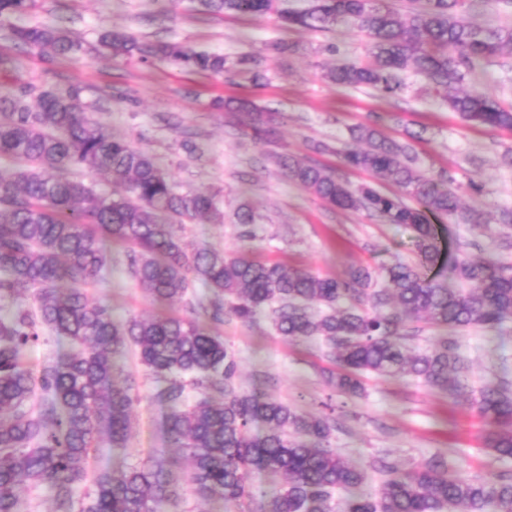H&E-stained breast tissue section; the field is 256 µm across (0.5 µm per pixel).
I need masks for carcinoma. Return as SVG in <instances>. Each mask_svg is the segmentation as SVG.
<instances>
[{
  "mask_svg": "<svg viewBox=\"0 0 512 512\" xmlns=\"http://www.w3.org/2000/svg\"><path fill=\"white\" fill-rule=\"evenodd\" d=\"M206 10L260 17L278 11L286 29L330 31L351 25L368 38L370 61L338 64L334 84L401 90V73L421 75L432 92L474 125L512 128V109L472 91L448 97V88L475 67L512 50V25L477 23L470 0H417L406 15L392 0H308L302 9H277V0H199ZM36 0H0V20L30 13ZM12 38L41 56L82 51L66 31L12 27ZM113 57L165 60L198 73L234 72L260 78L257 61L235 60L168 41H143L124 30L98 40ZM244 114L262 140L274 121L246 100L224 101ZM362 149L342 152L344 163L371 171L396 191L354 188L331 169L280 155L290 181L328 204L363 210L385 224L409 229L418 260L380 267V279L352 268L343 279L325 278L186 242V223L223 220L208 191L181 193L156 158L116 138L84 112L76 89L30 85L0 95V156L16 167L0 170V301L14 311L0 318V512H18L24 492L47 486L55 512H177L188 492L219 498L237 512H512V476L493 483L468 480L437 457L423 467L383 463L378 494L359 491L367 479L358 464L330 446L331 425L285 403L235 386L238 363L221 337L196 319L161 315L117 321L112 305L88 298L84 286L104 279L107 251L124 250L138 285L156 303L180 302L199 283L210 292L214 315L249 323L262 312L290 339H321L338 367L327 382L347 397L361 394V377L411 378L450 395L467 389V365L458 333L477 327L497 333L512 320V264L495 254L473 255L457 244L442 268V223L512 227V209L486 218L460 207L454 181L417 166L412 146L384 136L376 125L351 130ZM84 169L123 186L100 193L69 172ZM241 238H254L253 209L237 214ZM318 308H313V305ZM438 331L414 346L411 323ZM68 338L73 348L35 376L24 365L43 332ZM134 348L139 362L162 382L155 398L168 406L170 447L187 462L179 472L146 461L101 470L79 502L74 489L88 478L91 452L104 441L124 448L139 395L118 381L114 358ZM491 431L487 447L512 458V383L489 381L471 397ZM266 431L252 434L255 423ZM262 471L271 489L255 498L252 475Z\"/></svg>",
  "mask_w": 512,
  "mask_h": 512,
  "instance_id": "cac0c4a2",
  "label": "carcinoma"
}]
</instances>
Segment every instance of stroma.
<instances>
[{
	"label": "stroma",
	"mask_w": 512,
	"mask_h": 512,
	"mask_svg": "<svg viewBox=\"0 0 512 512\" xmlns=\"http://www.w3.org/2000/svg\"><path fill=\"white\" fill-rule=\"evenodd\" d=\"M13 25L65 29L86 50L46 60L11 39ZM112 28L146 41H179L224 56H254L263 77L252 82L96 55L93 45ZM366 42L364 33L344 27L287 32L273 13L251 19L201 12L195 0H174L165 14L158 13L153 0H39L28 15L0 24V56L14 64L0 72V89L22 83L43 90L78 88L85 112L114 136L153 154L181 191L215 194L222 223L185 225L182 235L190 243L229 253L244 249L256 259L322 277H341L352 267L374 273L384 263L414 262L408 230L362 211L325 204L288 181L272 153L297 156L334 170L351 185L368 183L389 194L394 190L390 182L346 168L341 158L350 129L374 123L389 138L412 140L422 170L453 177L462 203L488 212L512 208V168L500 162L512 150V131L464 123L429 95L422 77L410 72L403 76L402 92L388 97L329 82L325 74L336 62H366ZM464 87L485 91L512 107V55L477 69ZM229 97H245L278 112L271 142H257L237 113L216 107V100ZM313 141L329 144V151L312 152ZM244 204L256 216L257 236L248 243L238 237L236 218ZM87 293L92 300L111 302L118 320L159 311L131 276L118 248L109 255L105 281L89 285ZM211 328L234 353L236 383L242 390L330 416V445L366 468L364 492L379 491L382 476L375 466L381 460L408 468L442 455L453 471L490 482L512 473V459L486 450L488 426L466 399L434 393L416 381L372 375L363 379L364 395L349 398L326 384L323 372L334 363L319 341L280 336L265 315L251 323L227 315ZM460 351L471 364V388L502 374L512 378V322L494 336L478 328L462 332ZM117 365L135 385L140 401L127 446L99 448L94 469H121L158 457L172 464L179 455L166 441L167 409L153 398L157 380L134 352H126Z\"/></svg>",
	"instance_id": "stroma-1"
}]
</instances>
